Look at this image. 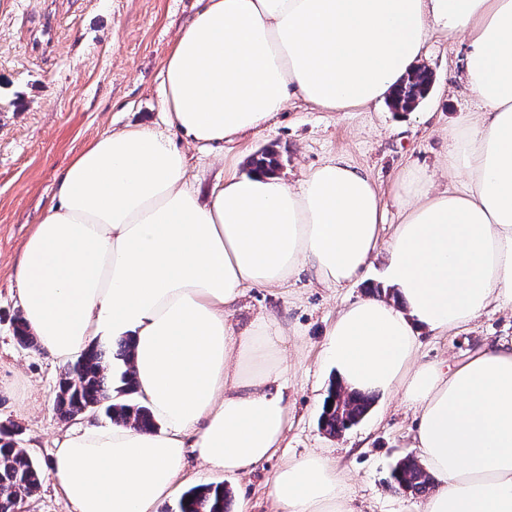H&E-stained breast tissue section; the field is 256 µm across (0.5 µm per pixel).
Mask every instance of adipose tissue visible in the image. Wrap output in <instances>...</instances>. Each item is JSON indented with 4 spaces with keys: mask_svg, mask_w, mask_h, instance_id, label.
Returning <instances> with one entry per match:
<instances>
[{
    "mask_svg": "<svg viewBox=\"0 0 512 512\" xmlns=\"http://www.w3.org/2000/svg\"><path fill=\"white\" fill-rule=\"evenodd\" d=\"M162 69L169 133L112 131L58 182L17 263L23 320L59 361L105 336L131 337L138 398L156 430L66 432L51 472L72 512H155L188 454L242 477L281 448L286 331L267 316L236 328L246 291L309 274L324 288L383 258L395 299L367 296L332 322L325 360L347 389L395 393L434 480L419 512H512V340L459 365L421 362L491 307L512 310V0H199ZM467 44L480 103L448 130L437 189L404 175L387 225L369 174L335 156L297 184L224 172L209 204L174 137L223 149L299 98L327 112L382 100L435 31ZM349 477L320 453L269 482L277 512H352Z\"/></svg>",
    "mask_w": 512,
    "mask_h": 512,
    "instance_id": "adipose-tissue-1",
    "label": "adipose tissue"
}]
</instances>
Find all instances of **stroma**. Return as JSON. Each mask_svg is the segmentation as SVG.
<instances>
[{"label":"stroma","mask_w":512,"mask_h":512,"mask_svg":"<svg viewBox=\"0 0 512 512\" xmlns=\"http://www.w3.org/2000/svg\"><path fill=\"white\" fill-rule=\"evenodd\" d=\"M198 0H0V423L14 426L18 442L41 465L39 493L25 512H67L53 482L56 439L84 424L54 408L67 368L40 349L20 346L13 321L21 312L15 266L42 212L55 201L57 179L72 158L102 133L148 125L169 127L163 113L162 67L169 49L194 17ZM464 41L434 33L421 58L436 81L418 112H396L379 102L355 112H324L290 101L261 130L212 152L187 147L189 179L201 201L223 170L248 172L249 157L268 147L282 159L281 177L293 182L302 170L341 154L377 182L388 223H395L396 182L408 170L432 174L445 187L442 163L448 126L477 104L464 80ZM380 265L343 288H322L301 277L288 289H252L234 317L245 328L260 314L275 318L288 334L282 355L293 363L285 383L289 407L283 446L249 477L209 471L188 455L178 492L224 485L233 502L251 512H272L268 482L287 459L322 452L350 476L354 512H417L419 496L388 483L396 460L411 451L414 418L397 397L377 395L368 413L336 436L320 425L334 372L323 356L337 310L383 283ZM512 339V311L490 309L467 329L422 336V361L460 362L485 345Z\"/></svg>","instance_id":"35a3bbf8"}]
</instances>
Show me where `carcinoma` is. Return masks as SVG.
I'll return each instance as SVG.
<instances>
[{"mask_svg": "<svg viewBox=\"0 0 512 512\" xmlns=\"http://www.w3.org/2000/svg\"><path fill=\"white\" fill-rule=\"evenodd\" d=\"M433 72L418 67L413 81L397 86L398 93L390 102L397 111L411 109V103L424 99L432 88ZM250 168L274 172L279 167L277 153L263 149L252 156ZM14 331L24 347L37 345L36 338L27 329L22 318H16ZM131 359V339L125 337L116 344L97 342L72 363L62 375L56 394V408L67 418L82 415L88 410L104 414L111 421L131 425L142 430L157 428L150 409L130 400L134 395V379L128 371L120 377V384L112 383V361ZM343 395L344 407L336 405L322 411L321 424L330 435L357 423L369 410L373 396L369 393L346 392L331 383L327 399ZM391 479L395 488L414 495H424L433 488L430 474L415 457L407 455L394 464ZM41 468L23 449L17 447L15 433L0 427V512H18L24 496L34 495L41 486ZM167 512H229L228 492L222 485H206L189 489L179 499L176 508Z\"/></svg>", "mask_w": 512, "mask_h": 512, "instance_id": "1", "label": "carcinoma"}]
</instances>
